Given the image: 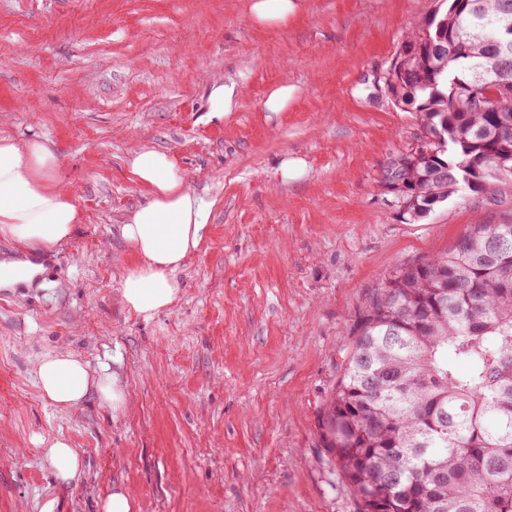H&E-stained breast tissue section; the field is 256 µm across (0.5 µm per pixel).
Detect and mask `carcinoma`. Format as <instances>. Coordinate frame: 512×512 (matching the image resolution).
I'll use <instances>...</instances> for the list:
<instances>
[{"label":"carcinoma","instance_id":"carcinoma-1","mask_svg":"<svg viewBox=\"0 0 512 512\" xmlns=\"http://www.w3.org/2000/svg\"><path fill=\"white\" fill-rule=\"evenodd\" d=\"M405 39L389 98L442 132L397 189L419 221L467 185L512 179V0H446ZM488 85L492 112L464 89ZM457 102L458 109L450 108ZM512 224H471L447 252L403 262L359 317L318 418L359 512H512ZM466 365L460 370V365Z\"/></svg>","mask_w":512,"mask_h":512}]
</instances>
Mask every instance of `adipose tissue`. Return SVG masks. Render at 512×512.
<instances>
[{"mask_svg":"<svg viewBox=\"0 0 512 512\" xmlns=\"http://www.w3.org/2000/svg\"><path fill=\"white\" fill-rule=\"evenodd\" d=\"M56 154L44 143L19 144L0 137V234L43 250L71 236L79 210L60 187L50 185ZM133 179L149 190L148 200L132 211L121 235L138 257L124 273L121 299L134 314L151 319L176 300L180 286L174 274L199 247L206 227V207L187 186L174 162L156 150L132 154ZM39 389L60 409L80 405L90 390L119 412L126 394L106 371L91 372L71 353L42 357L37 364Z\"/></svg>","mask_w":512,"mask_h":512,"instance_id":"1","label":"adipose tissue"}]
</instances>
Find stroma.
Listing matches in <instances>:
<instances>
[{
    "label": "stroma",
    "mask_w": 512,
    "mask_h": 512,
    "mask_svg": "<svg viewBox=\"0 0 512 512\" xmlns=\"http://www.w3.org/2000/svg\"><path fill=\"white\" fill-rule=\"evenodd\" d=\"M300 2L264 27L249 0H0V136L49 146L82 214L50 250L0 236V262L42 267L0 288V512H104L118 486L136 512H358L318 429L356 320L396 265L512 222V180L407 220L386 171L422 128L374 80L439 2ZM228 80L237 107L209 118ZM281 83L295 98L265 111ZM140 149L207 211L176 302L149 320L120 297ZM59 352L107 367L125 409L50 405L35 364ZM39 437L68 439L81 473L59 481Z\"/></svg>",
    "instance_id": "35a3bbf8"
}]
</instances>
